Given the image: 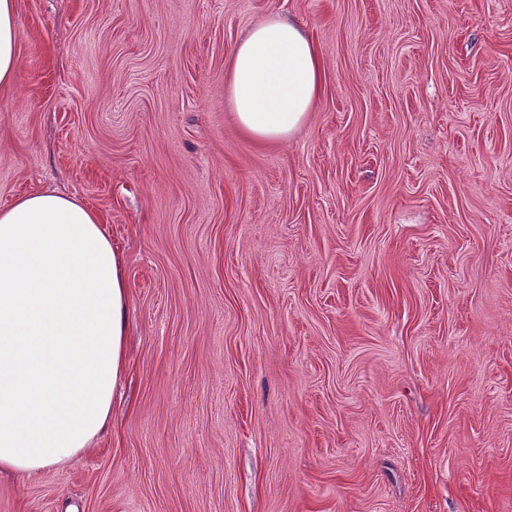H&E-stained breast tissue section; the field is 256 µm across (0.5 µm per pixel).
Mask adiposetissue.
<instances>
[{
	"instance_id": "ef3b65f1",
	"label": "adipose tissue",
	"mask_w": 512,
	"mask_h": 512,
	"mask_svg": "<svg viewBox=\"0 0 512 512\" xmlns=\"http://www.w3.org/2000/svg\"><path fill=\"white\" fill-rule=\"evenodd\" d=\"M16 0H0V89L19 69ZM229 103L258 142L286 141L321 94L323 57L274 13L229 52ZM130 289L98 214L34 191L0 208V474L67 463L107 428L127 362Z\"/></svg>"
}]
</instances>
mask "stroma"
I'll list each match as a JSON object with an SVG mask.
<instances>
[{
  "instance_id": "obj_1",
  "label": "stroma",
  "mask_w": 512,
  "mask_h": 512,
  "mask_svg": "<svg viewBox=\"0 0 512 512\" xmlns=\"http://www.w3.org/2000/svg\"><path fill=\"white\" fill-rule=\"evenodd\" d=\"M0 208L121 252L111 426L0 512H512V0H17ZM325 85L287 141L224 64L272 13Z\"/></svg>"
}]
</instances>
